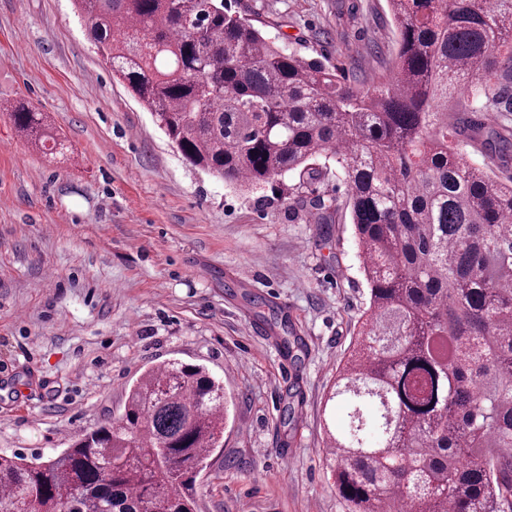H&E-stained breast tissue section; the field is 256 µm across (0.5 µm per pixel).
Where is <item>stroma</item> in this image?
<instances>
[{
    "mask_svg": "<svg viewBox=\"0 0 512 512\" xmlns=\"http://www.w3.org/2000/svg\"><path fill=\"white\" fill-rule=\"evenodd\" d=\"M274 44L370 88L396 52L387 0H228ZM63 139L19 136L17 102ZM194 169L92 44L72 0H0V455L48 460L118 417L150 366H204L230 401L198 512H344L325 393L367 299L349 217ZM265 299L255 309L253 298ZM284 336L300 337L285 363Z\"/></svg>",
    "mask_w": 512,
    "mask_h": 512,
    "instance_id": "obj_1",
    "label": "stroma"
}]
</instances>
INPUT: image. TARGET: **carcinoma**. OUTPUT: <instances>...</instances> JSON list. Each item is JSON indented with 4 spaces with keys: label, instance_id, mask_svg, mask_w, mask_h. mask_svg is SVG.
<instances>
[{
    "label": "carcinoma",
    "instance_id": "carcinoma-1",
    "mask_svg": "<svg viewBox=\"0 0 512 512\" xmlns=\"http://www.w3.org/2000/svg\"><path fill=\"white\" fill-rule=\"evenodd\" d=\"M131 94L193 167L238 187L292 173L347 197L294 198L334 224L349 212L368 287L327 401L324 454L347 512H512V176L469 164L460 137L506 169L512 0H388L391 76L353 88L282 50L225 0H76ZM467 97L461 111L448 105ZM21 137L60 142L33 106ZM224 385L196 364L148 368L122 414L44 462L0 456V512H197L221 447Z\"/></svg>",
    "mask_w": 512,
    "mask_h": 512
}]
</instances>
